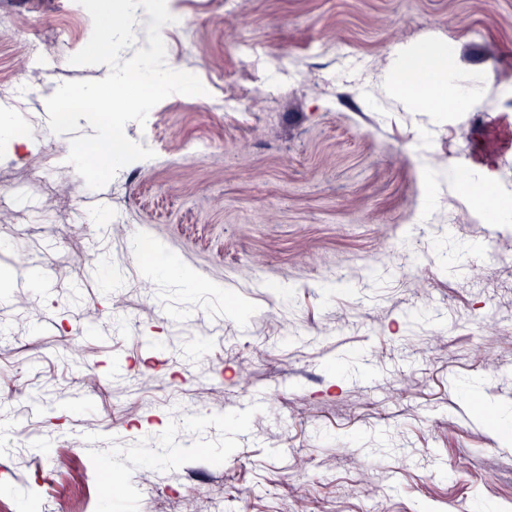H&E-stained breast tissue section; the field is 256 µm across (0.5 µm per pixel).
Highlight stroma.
Listing matches in <instances>:
<instances>
[{"label": "stroma", "mask_w": 512, "mask_h": 512, "mask_svg": "<svg viewBox=\"0 0 512 512\" xmlns=\"http://www.w3.org/2000/svg\"><path fill=\"white\" fill-rule=\"evenodd\" d=\"M174 94L127 136L154 150L106 186L48 128L78 0H0V102L26 129L0 152V486L13 512L55 491L87 512H512V281L449 274V236L512 253L458 185L472 165L512 189V0H167ZM346 45L349 57L336 52ZM427 43L479 109L398 94L397 58ZM468 138L457 144L455 129ZM60 247L19 235L45 185ZM109 226L107 269L91 264ZM459 224L449 230L448 216ZM51 440L48 449L31 447ZM115 476L103 487L97 464Z\"/></svg>", "instance_id": "1"}]
</instances>
